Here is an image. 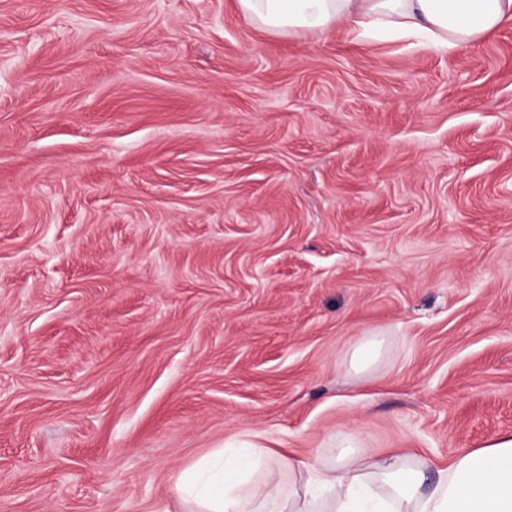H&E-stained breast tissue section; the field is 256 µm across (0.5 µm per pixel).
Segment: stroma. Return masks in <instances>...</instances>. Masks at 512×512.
I'll use <instances>...</instances> for the list:
<instances>
[{
	"label": "stroma",
	"instance_id": "1",
	"mask_svg": "<svg viewBox=\"0 0 512 512\" xmlns=\"http://www.w3.org/2000/svg\"><path fill=\"white\" fill-rule=\"evenodd\" d=\"M503 433L512 22L444 53L0 0V512H185L175 477L256 435L431 479Z\"/></svg>",
	"mask_w": 512,
	"mask_h": 512
}]
</instances>
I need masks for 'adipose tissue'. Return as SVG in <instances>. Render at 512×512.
Here are the masks:
<instances>
[{"mask_svg":"<svg viewBox=\"0 0 512 512\" xmlns=\"http://www.w3.org/2000/svg\"><path fill=\"white\" fill-rule=\"evenodd\" d=\"M267 28L323 32L346 22L359 37L383 28L448 52L512 21V0H239ZM294 476L284 484L283 475ZM189 512H512V434L467 449L426 480L410 452L295 459L271 449H225L176 478Z\"/></svg>","mask_w":512,"mask_h":512,"instance_id":"ef3b65f1","label":"adipose tissue"}]
</instances>
